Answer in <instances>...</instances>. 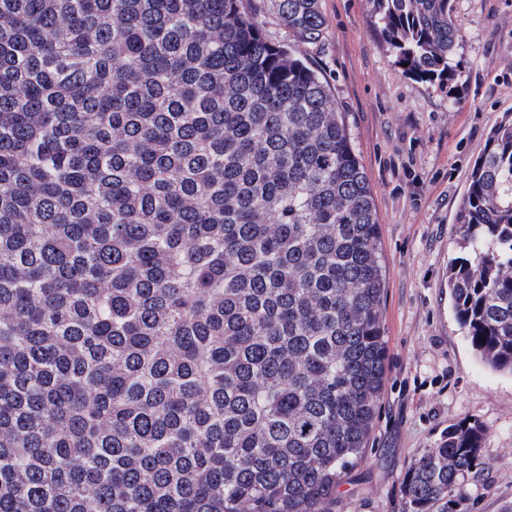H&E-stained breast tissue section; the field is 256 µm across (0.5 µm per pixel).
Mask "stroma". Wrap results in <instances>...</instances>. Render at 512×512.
Masks as SVG:
<instances>
[{
  "mask_svg": "<svg viewBox=\"0 0 512 512\" xmlns=\"http://www.w3.org/2000/svg\"><path fill=\"white\" fill-rule=\"evenodd\" d=\"M461 75L412 81L366 0H320L327 33L301 46L328 80L372 187L386 267L387 374L367 456L336 512H409L406 470L449 425L479 421L487 465L467 512H512V374L484 365L454 318L448 264L457 214L490 131L512 116V0H454Z\"/></svg>",
  "mask_w": 512,
  "mask_h": 512,
  "instance_id": "1",
  "label": "stroma"
}]
</instances>
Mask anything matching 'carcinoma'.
<instances>
[{"instance_id":"obj_1","label":"carcinoma","mask_w":512,"mask_h":512,"mask_svg":"<svg viewBox=\"0 0 512 512\" xmlns=\"http://www.w3.org/2000/svg\"><path fill=\"white\" fill-rule=\"evenodd\" d=\"M249 0H0V512H336L385 374L374 199L336 98ZM300 42L319 0H265ZM418 84L457 77L453 0H367ZM448 267L512 373V119ZM486 430L403 478L458 512Z\"/></svg>"}]
</instances>
